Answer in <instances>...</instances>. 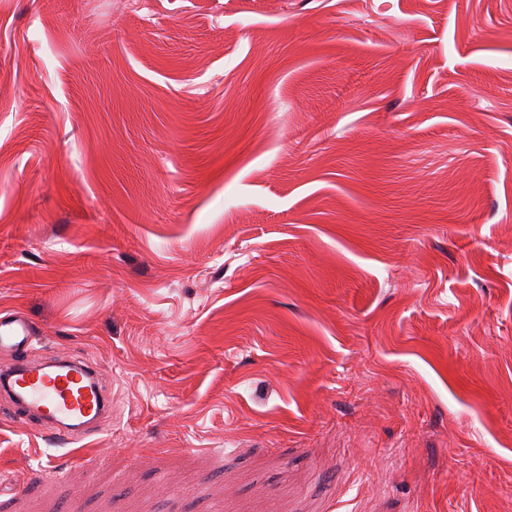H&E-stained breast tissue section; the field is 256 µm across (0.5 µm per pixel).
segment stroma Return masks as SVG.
<instances>
[{
    "mask_svg": "<svg viewBox=\"0 0 512 512\" xmlns=\"http://www.w3.org/2000/svg\"><path fill=\"white\" fill-rule=\"evenodd\" d=\"M15 310L0 512H512V0H0ZM36 330L32 321L21 312L0 318V351L21 354L31 347ZM1 390L18 402L26 422L71 438L100 422L110 400L96 381L92 366L78 357L50 364L24 362L2 369Z\"/></svg>",
    "mask_w": 512,
    "mask_h": 512,
    "instance_id": "1",
    "label": "stroma"
}]
</instances>
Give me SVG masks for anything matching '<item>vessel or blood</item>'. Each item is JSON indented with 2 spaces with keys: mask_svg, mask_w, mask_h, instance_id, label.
Here are the masks:
<instances>
[{
  "mask_svg": "<svg viewBox=\"0 0 512 512\" xmlns=\"http://www.w3.org/2000/svg\"><path fill=\"white\" fill-rule=\"evenodd\" d=\"M35 335V326L24 313L0 318L1 352L24 353ZM0 391L22 406L32 425L72 438L82 436L85 425L100 422L110 409L92 366L78 357L0 370Z\"/></svg>",
  "mask_w": 512,
  "mask_h": 512,
  "instance_id": "b4317fda",
  "label": "vessel or blood"
}]
</instances>
